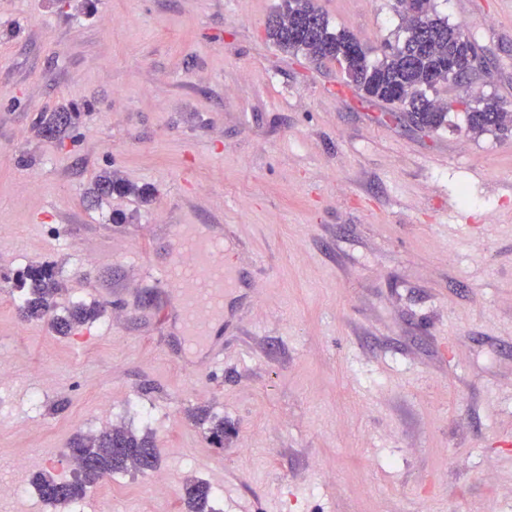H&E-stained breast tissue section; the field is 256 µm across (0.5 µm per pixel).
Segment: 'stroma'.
<instances>
[{
    "label": "stroma",
    "mask_w": 512,
    "mask_h": 512,
    "mask_svg": "<svg viewBox=\"0 0 512 512\" xmlns=\"http://www.w3.org/2000/svg\"><path fill=\"white\" fill-rule=\"evenodd\" d=\"M280 0H0V512H48L35 474L73 476L76 433L151 434L148 473L79 512H512V0H431L481 67L438 89L449 124L365 98L336 62L266 38ZM377 60L395 0H314ZM83 110L77 136L40 113ZM132 194L89 205L98 174ZM179 224H230L245 285L224 360L184 368L177 299L150 276ZM54 265L61 337L12 277ZM224 420L211 444L200 410ZM482 101L464 98L457 103L465 114L464 119L469 131L476 135L486 132H511L512 113L494 103H482ZM211 497V487L203 480L188 479L182 486L186 512H214L209 506Z\"/></svg>",
    "instance_id": "35a3bbf8"
}]
</instances>
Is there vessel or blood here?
Here are the masks:
<instances>
[{
  "label": "vessel or blood",
  "mask_w": 512,
  "mask_h": 512,
  "mask_svg": "<svg viewBox=\"0 0 512 512\" xmlns=\"http://www.w3.org/2000/svg\"><path fill=\"white\" fill-rule=\"evenodd\" d=\"M154 275L175 288L182 335L204 351L202 368L222 362L224 349L216 344L214 323L224 312L228 290L237 285L235 271L224 261L223 235L205 236L186 227L176 236L168 265Z\"/></svg>",
  "instance_id": "vessel-or-blood-1"
}]
</instances>
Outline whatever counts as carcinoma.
Instances as JSON below:
<instances>
[{
  "label": "carcinoma",
  "mask_w": 512,
  "mask_h": 512,
  "mask_svg": "<svg viewBox=\"0 0 512 512\" xmlns=\"http://www.w3.org/2000/svg\"><path fill=\"white\" fill-rule=\"evenodd\" d=\"M406 36L396 45L385 44L383 58L371 65L367 55L349 56V48L357 37L348 31H332L327 16L314 0H281L267 20L268 39L285 53L302 52L316 62L338 63L349 81L363 96L394 104L408 112L412 121L424 128L437 130L447 124L451 107L432 96L441 84L461 79L448 77V58L455 57L461 68H467L470 53L477 51L471 38L462 42L460 27L440 17L428 7L424 26L415 24L407 0H396ZM458 106L464 112L469 131L506 133L512 130V112L496 104L462 99ZM80 113L53 112L40 118L41 131L56 137L78 123ZM128 191L112 174L103 173L93 184L91 198L98 201L112 193ZM18 288L25 292L23 313L29 319H49L51 328L60 336L69 335L79 325L93 321L101 314L98 305L78 304L62 317L52 315L53 303L61 291L53 267L31 266L17 277ZM71 457H80L77 473L69 480H56L37 474L33 486L47 503L65 508L83 499L88 488L115 473L137 470L142 473L157 468L159 454L149 434L139 435L124 426H112L95 434L78 435L70 446ZM210 485L188 479L182 486L186 512H214L209 506Z\"/></svg>",
  "instance_id": "cac0c4a2"
}]
</instances>
